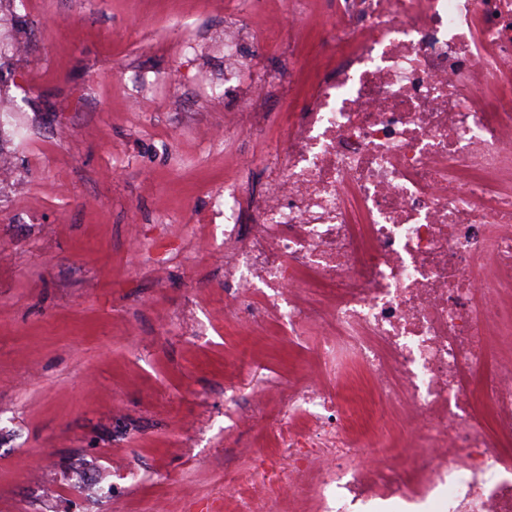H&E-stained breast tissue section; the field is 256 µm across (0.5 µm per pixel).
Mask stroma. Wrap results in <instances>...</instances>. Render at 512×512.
<instances>
[{
  "mask_svg": "<svg viewBox=\"0 0 512 512\" xmlns=\"http://www.w3.org/2000/svg\"><path fill=\"white\" fill-rule=\"evenodd\" d=\"M224 2L0 0V104L23 129L0 135V512H148L159 495L185 512L269 438L268 421L225 436L224 378L246 395L299 356L270 336L244 362L223 271L178 254L232 174L200 136L224 125L200 81L224 74ZM146 73L165 80L134 97ZM85 468L109 493L74 483Z\"/></svg>",
  "mask_w": 512,
  "mask_h": 512,
  "instance_id": "35a3bbf8",
  "label": "stroma"
}]
</instances>
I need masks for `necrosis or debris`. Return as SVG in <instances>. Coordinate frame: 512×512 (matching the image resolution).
Returning <instances> with one entry per match:
<instances>
[{"instance_id":"4bbe7bcc","label":"necrosis or debris","mask_w":512,"mask_h":512,"mask_svg":"<svg viewBox=\"0 0 512 512\" xmlns=\"http://www.w3.org/2000/svg\"><path fill=\"white\" fill-rule=\"evenodd\" d=\"M330 16L288 117L248 70L278 48L224 15V88L250 107L207 130L257 142L214 193L189 259L224 268V328L308 348L293 379L225 384L224 432L274 414L214 512H512V0H290L288 39Z\"/></svg>"}]
</instances>
